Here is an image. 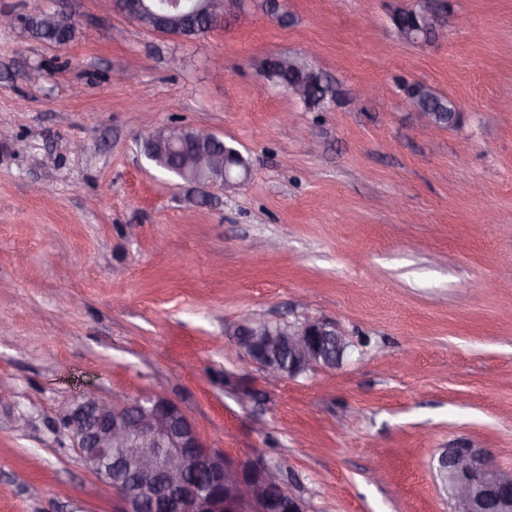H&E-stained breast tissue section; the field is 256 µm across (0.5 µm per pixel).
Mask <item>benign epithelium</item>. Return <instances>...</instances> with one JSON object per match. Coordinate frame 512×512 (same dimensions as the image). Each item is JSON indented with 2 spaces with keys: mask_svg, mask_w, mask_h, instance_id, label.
Wrapping results in <instances>:
<instances>
[{
  "mask_svg": "<svg viewBox=\"0 0 512 512\" xmlns=\"http://www.w3.org/2000/svg\"><path fill=\"white\" fill-rule=\"evenodd\" d=\"M249 0H166L160 10L146 9L151 29L169 33L190 15L223 21L229 11L244 13ZM426 26L436 28L440 13L433 0H421ZM189 166L218 171L222 177L200 184L226 189L224 154L192 151ZM350 341L334 322L305 316L288 322L247 317L236 327V348L274 385L318 369L339 367ZM64 426L85 466L103 489L123 499L125 512H306L288 488L283 461L233 463L208 446L189 415L160 392L104 401L91 393L64 416ZM438 475L455 512H512V471L496 465L483 448H446L437 460Z\"/></svg>",
  "mask_w": 512,
  "mask_h": 512,
  "instance_id": "7a95c632",
  "label": "benign epithelium"
}]
</instances>
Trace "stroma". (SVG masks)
I'll list each match as a JSON object with an SVG mask.
<instances>
[{"mask_svg": "<svg viewBox=\"0 0 512 512\" xmlns=\"http://www.w3.org/2000/svg\"><path fill=\"white\" fill-rule=\"evenodd\" d=\"M411 2L286 0L288 25L192 40L115 0H69L92 41L0 28V512H124L61 423L88 391L163 392L230 461L287 459L308 512H454L434 464L460 444L512 469V0H448L417 44L391 23ZM311 47L343 93L315 112L261 74ZM412 82L458 123L424 134ZM170 124L245 180L148 163ZM304 315L342 365L265 388L238 322Z\"/></svg>", "mask_w": 512, "mask_h": 512, "instance_id": "stroma-1", "label": "stroma"}]
</instances>
